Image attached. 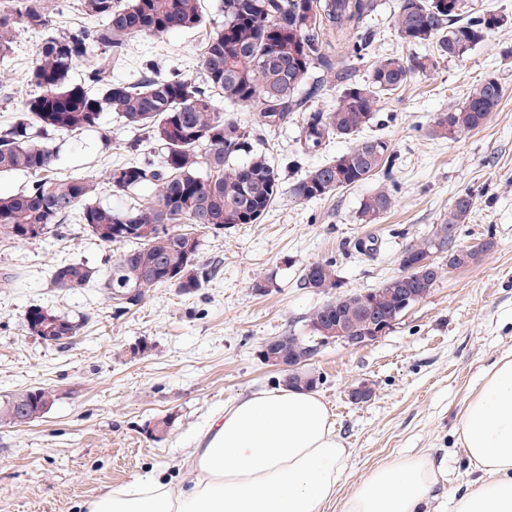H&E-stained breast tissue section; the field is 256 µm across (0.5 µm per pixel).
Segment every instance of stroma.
Here are the masks:
<instances>
[{
	"mask_svg": "<svg viewBox=\"0 0 512 512\" xmlns=\"http://www.w3.org/2000/svg\"><path fill=\"white\" fill-rule=\"evenodd\" d=\"M379 2L368 20L376 55L415 54L394 31L398 0ZM474 3L506 15L508 24L376 106L366 133L390 142L393 166L308 202L291 196L299 173L285 170L279 198L258 223L205 233L198 263L211 277L198 292L153 288L120 314L96 288L62 290L51 282L53 268L65 261L109 269L112 250L81 225L66 221L29 243L0 240V400L41 387L56 393L44 417L0 425V512H83V504L107 488L150 474L185 485L189 450L210 416L253 392L281 388L282 371L259 355L263 344L309 335L311 315L334 297L331 289L299 286L306 265L335 262L345 291L378 288L400 274L404 248L431 237L456 195L469 192L475 207L460 242L490 244L477 262L443 269L429 295L375 343L358 350L330 343L310 364L352 450L337 500L325 512H340V500L372 469L421 454L441 466L430 512H452L454 497L474 478L457 437L459 413L484 374L512 355V0ZM45 8L50 33L84 22L77 0H45ZM204 9L205 27L127 41L113 77L135 80L141 61L150 59L160 73L200 80V49L224 20L219 0H205ZM45 33L18 28L13 55L0 61V129L34 92L26 73ZM487 76L504 89L487 124L457 142L429 136L436 118ZM235 115L252 132L255 149L275 165L284 166L298 148L301 118L268 128L256 108ZM137 136L109 112L98 127L52 134L51 173L93 179L97 202L115 210L146 204L155 186L119 193L107 182L113 164L134 161L126 146ZM383 188L394 196L393 209L376 223H361L362 200ZM367 237L376 239L375 251H355L354 241ZM258 279L266 280L265 290H254ZM33 305L87 322L72 343L50 345L25 327ZM362 381L371 383L374 395L356 404L348 391ZM165 416L171 419L167 436L151 439L148 428Z\"/></svg>",
	"mask_w": 512,
	"mask_h": 512,
	"instance_id": "35a3bbf8",
	"label": "stroma"
}]
</instances>
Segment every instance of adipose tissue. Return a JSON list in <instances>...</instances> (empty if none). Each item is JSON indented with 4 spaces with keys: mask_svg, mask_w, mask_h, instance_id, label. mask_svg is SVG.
<instances>
[{
    "mask_svg": "<svg viewBox=\"0 0 512 512\" xmlns=\"http://www.w3.org/2000/svg\"><path fill=\"white\" fill-rule=\"evenodd\" d=\"M458 438L477 477L453 512H512V356L502 357L460 415ZM352 454L313 391H258L216 412L189 458L194 478L174 490L149 476L86 503L87 512H324ZM429 456L371 470L341 512H424L437 482Z\"/></svg>",
    "mask_w": 512,
    "mask_h": 512,
    "instance_id": "adipose-tissue-1",
    "label": "adipose tissue"
}]
</instances>
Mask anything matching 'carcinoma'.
<instances>
[{"label": "carcinoma", "mask_w": 512, "mask_h": 512, "mask_svg": "<svg viewBox=\"0 0 512 512\" xmlns=\"http://www.w3.org/2000/svg\"><path fill=\"white\" fill-rule=\"evenodd\" d=\"M203 0H80L83 15L97 22L93 28L46 37L28 69L37 92L24 102L13 124L0 132V173L27 172L39 176L22 193L0 196V238L26 242V233L41 229L40 238L57 230L79 212L88 236L118 254L103 275L84 263H67L52 272L61 289L99 288L118 312L139 305L151 288L169 285L177 273L185 282L180 292L203 287L209 272L196 259L202 237L209 230L233 224H256L281 191V170L266 154L253 149L250 132L232 111L254 106L258 117L279 112L288 120L305 113L299 147L288 165L293 168L318 152L330 139L355 140L346 152L309 167L293 182L297 200L324 199L340 189L362 183L392 164L391 143L382 137H362L372 123L375 106L416 75L429 76L444 59L462 58L484 42L506 19L473 7L465 0H399L395 19L397 37L410 46L430 45L431 52L406 59L385 56L371 65L368 80L352 81L343 62H332L329 34L341 39L361 27L377 12L378 0H221L224 24L215 28L200 53L202 82L177 73L163 75L151 60L143 61L133 82L112 79L117 51L126 41L170 30H194L205 22ZM24 25L45 29L49 19L40 0H5L0 4V59L13 53L14 31ZM97 50L87 80L74 83L76 63ZM372 42L360 38L350 55L363 61L372 57ZM336 70L341 92L325 112L311 108L322 85L312 73ZM503 96L501 84L486 77L473 85L464 101L436 120L430 135L456 142L480 130ZM224 99V106L216 98ZM113 113L126 126L141 133L128 143L140 151L148 141L161 147L159 163H124L112 166L108 181L116 192L134 191L146 184L158 188L149 206L117 211L95 201L97 184L88 178L58 179L48 175L54 153L45 141H35L31 129L44 134L81 133L99 125L101 115ZM245 153L248 159L234 158ZM469 193L457 195L441 224L459 230L472 212ZM394 205L393 195L382 189L361 202L359 220L373 224ZM140 224H165L164 236L146 241L137 233ZM434 250L429 238L408 245L406 262ZM152 268V277L137 293L123 299L125 263ZM440 272H426L403 284L393 277L380 286V305L388 313L401 308V288L427 295ZM300 286L322 290L337 287L331 261L313 262ZM360 292H340L311 316L308 336L279 337L276 352L288 364L307 361V347L337 322L357 331L366 327ZM26 390L0 402V423H9L22 407L32 404Z\"/></svg>", "instance_id": "obj_1"}]
</instances>
